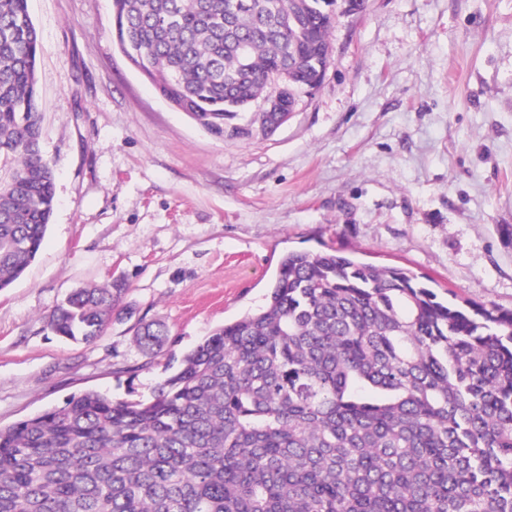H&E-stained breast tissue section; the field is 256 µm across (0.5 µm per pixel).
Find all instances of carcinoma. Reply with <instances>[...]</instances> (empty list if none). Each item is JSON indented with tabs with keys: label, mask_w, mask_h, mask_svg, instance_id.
<instances>
[{
	"label": "carcinoma",
	"mask_w": 512,
	"mask_h": 512,
	"mask_svg": "<svg viewBox=\"0 0 512 512\" xmlns=\"http://www.w3.org/2000/svg\"><path fill=\"white\" fill-rule=\"evenodd\" d=\"M112 0L120 50L214 135L328 66L321 0ZM247 56L238 55L239 45ZM28 0H0V290L55 204ZM126 291L78 288L58 336L99 338ZM168 331L139 323L160 353ZM0 512H512V310L443 299L409 271L289 251L256 310L186 352L149 400L95 390L0 426Z\"/></svg>",
	"instance_id": "carcinoma-1"
}]
</instances>
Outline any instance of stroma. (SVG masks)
I'll return each mask as SVG.
<instances>
[{"instance_id":"stroma-1","label":"stroma","mask_w":512,"mask_h":512,"mask_svg":"<svg viewBox=\"0 0 512 512\" xmlns=\"http://www.w3.org/2000/svg\"><path fill=\"white\" fill-rule=\"evenodd\" d=\"M56 203L0 291V425L99 390L150 398L181 357L262 305L281 256L334 248L512 309V0L339 11L320 87L271 135L219 138L119 49L112 0H29ZM122 278L132 314L56 336L67 293ZM169 339L134 342L139 321ZM136 345L146 355H157L160 353L166 343L168 331L160 323L139 322L135 330Z\"/></svg>"}]
</instances>
